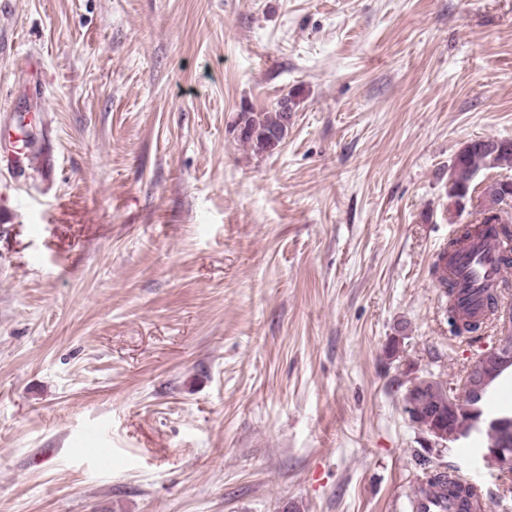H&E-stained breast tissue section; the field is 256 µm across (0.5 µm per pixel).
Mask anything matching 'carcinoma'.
<instances>
[{
	"instance_id": "1",
	"label": "carcinoma",
	"mask_w": 512,
	"mask_h": 512,
	"mask_svg": "<svg viewBox=\"0 0 512 512\" xmlns=\"http://www.w3.org/2000/svg\"><path fill=\"white\" fill-rule=\"evenodd\" d=\"M297 94L290 92L279 101L277 108L268 112H256L245 108L240 112L237 126L239 140L258 152H270L276 149L288 134L292 111L297 106ZM486 169L512 171V140L494 137L472 139L458 152L448 169V199L456 208H461L471 199L472 182L475 175ZM486 205L479 211L474 224H466L459 236L448 242L446 250L435 263L438 287L448 297V311L457 310L455 296L457 282L451 265L453 252L457 246L473 238H492L497 242L503 266L512 268V258L505 255L512 241V226L508 223L507 211L502 204L512 202V177L505 176L487 184L483 190ZM498 303L493 296L487 299V314L479 320L455 319L454 333L478 332L483 324L494 318ZM481 381L477 389L465 397L451 399L448 386L432 377H416L411 381L407 392L411 394V404L419 408L420 422L436 421L443 418L448 435L456 434L459 423L475 414L484 415L482 402L489 386L507 369L512 368V358L502 359L489 349L482 354ZM491 420L507 425V430L495 429L485 433L486 446L500 447L512 455V410L503 411L491 417ZM453 469L435 470L426 475L422 485L440 490L441 498L451 502L455 508H443V512H479L474 503L483 496L481 489L469 483L459 482Z\"/></svg>"
}]
</instances>
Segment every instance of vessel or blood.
Listing matches in <instances>:
<instances>
[{"label":"vessel or blood","instance_id":"vessel-or-blood-1","mask_svg":"<svg viewBox=\"0 0 512 512\" xmlns=\"http://www.w3.org/2000/svg\"><path fill=\"white\" fill-rule=\"evenodd\" d=\"M453 271L463 287L460 313L482 316L486 289L500 287L505 278L494 242L474 241L462 246L454 257Z\"/></svg>","mask_w":512,"mask_h":512}]
</instances>
